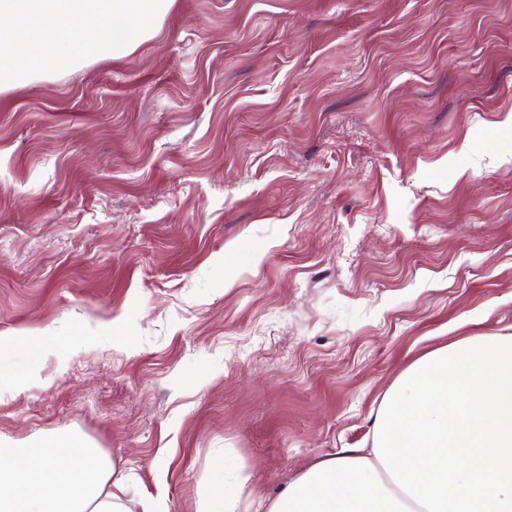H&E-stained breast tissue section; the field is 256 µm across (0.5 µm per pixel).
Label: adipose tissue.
Segmentation results:
<instances>
[{
    "label": "adipose tissue",
    "instance_id": "adipose-tissue-1",
    "mask_svg": "<svg viewBox=\"0 0 512 512\" xmlns=\"http://www.w3.org/2000/svg\"><path fill=\"white\" fill-rule=\"evenodd\" d=\"M213 458L215 491L197 512H250L244 466ZM130 474L92 442H0V512H167L132 494ZM264 512H512V334L435 348L385 393L370 449L324 455Z\"/></svg>",
    "mask_w": 512,
    "mask_h": 512
}]
</instances>
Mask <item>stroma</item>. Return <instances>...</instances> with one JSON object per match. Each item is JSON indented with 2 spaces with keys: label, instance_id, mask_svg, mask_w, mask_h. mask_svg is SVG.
Here are the masks:
<instances>
[{
  "label": "stroma",
  "instance_id": "35a3bbf8",
  "mask_svg": "<svg viewBox=\"0 0 512 512\" xmlns=\"http://www.w3.org/2000/svg\"><path fill=\"white\" fill-rule=\"evenodd\" d=\"M512 333V0H177L0 94V437L170 512L368 448L427 351ZM228 449L219 451L213 458L217 471L216 492H209L197 512H248L256 501L264 505L261 496L248 486L249 476L243 465L230 473L224 472V458Z\"/></svg>",
  "mask_w": 512,
  "mask_h": 512
}]
</instances>
